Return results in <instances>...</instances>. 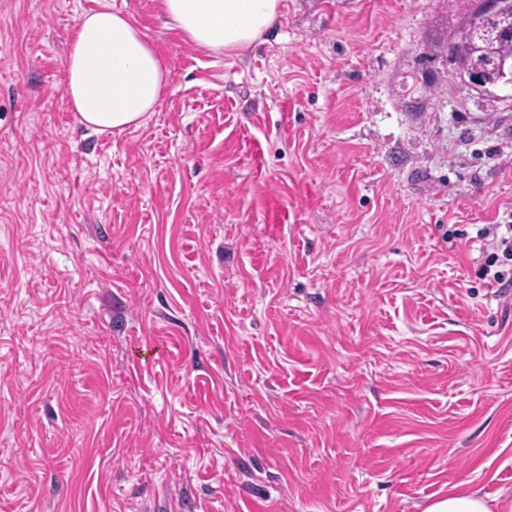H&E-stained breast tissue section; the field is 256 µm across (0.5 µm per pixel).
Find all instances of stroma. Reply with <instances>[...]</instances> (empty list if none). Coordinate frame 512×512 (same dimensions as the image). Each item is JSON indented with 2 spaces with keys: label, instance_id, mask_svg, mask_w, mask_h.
<instances>
[{
  "label": "stroma",
  "instance_id": "stroma-1",
  "mask_svg": "<svg viewBox=\"0 0 512 512\" xmlns=\"http://www.w3.org/2000/svg\"><path fill=\"white\" fill-rule=\"evenodd\" d=\"M169 82L95 134L98 0H0V512H512V100L470 0H282L214 53L111 0ZM452 58L457 64V70H465L461 78L465 80L470 86L482 91L487 89V82L490 84H497L499 82V72L505 78V85L512 86V58L510 59H499L497 61V69L493 66L489 67L486 75L487 82L484 78V71L480 65L471 66L474 57L477 55L471 48H465L463 50L456 49L452 53ZM470 67V68H469ZM502 227L505 228V232H500ZM490 236H492V240L488 245L493 252L489 254L484 263L482 268L483 276L491 284L505 285L509 279H511L512 283L511 273L510 278H507L509 273L506 270L493 269L494 267L508 265V261L512 265V224H492L491 227L481 228L476 233V238L480 240H485ZM500 256L502 257V263L496 266L497 262L500 261ZM425 512H489L486 503L471 494L448 493L430 504Z\"/></svg>",
  "mask_w": 512,
  "mask_h": 512
}]
</instances>
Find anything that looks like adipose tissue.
<instances>
[{
	"instance_id": "adipose-tissue-1",
	"label": "adipose tissue",
	"mask_w": 512,
	"mask_h": 512,
	"mask_svg": "<svg viewBox=\"0 0 512 512\" xmlns=\"http://www.w3.org/2000/svg\"><path fill=\"white\" fill-rule=\"evenodd\" d=\"M192 44L215 52L254 45L275 25L281 0H162ZM168 84L152 43L110 4L79 19L67 60L65 93L84 125L99 134L142 126Z\"/></svg>"
}]
</instances>
